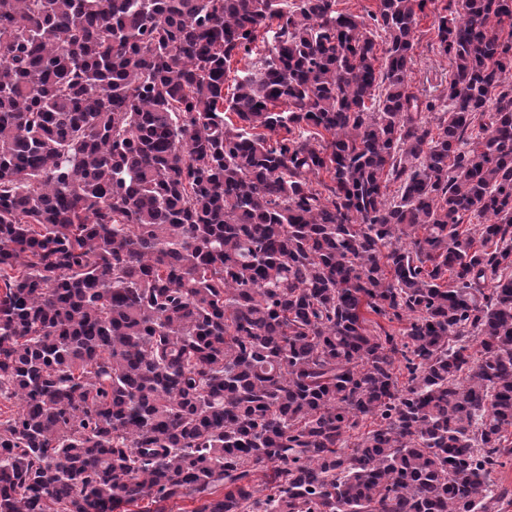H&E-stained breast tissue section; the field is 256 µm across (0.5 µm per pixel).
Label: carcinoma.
Returning a JSON list of instances; mask_svg holds the SVG:
<instances>
[{"label":"carcinoma","instance_id":"cac0c4a2","mask_svg":"<svg viewBox=\"0 0 512 512\" xmlns=\"http://www.w3.org/2000/svg\"><path fill=\"white\" fill-rule=\"evenodd\" d=\"M436 2L0 0V512H500L512 0L429 95ZM432 21V15L424 18L416 31L415 62L407 74V81L415 90L427 89L433 92L436 87L438 90L443 89L448 82L450 61L440 52Z\"/></svg>","mask_w":512,"mask_h":512}]
</instances>
